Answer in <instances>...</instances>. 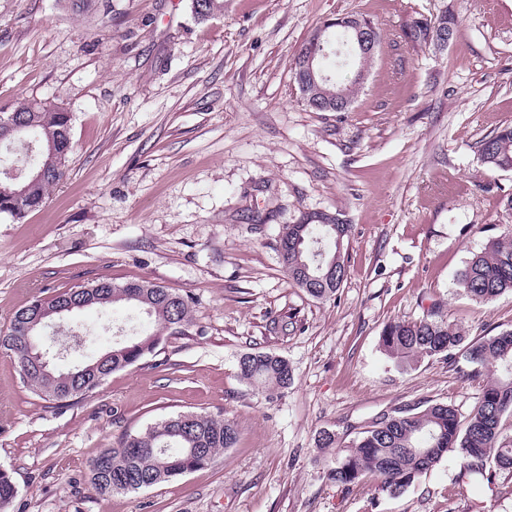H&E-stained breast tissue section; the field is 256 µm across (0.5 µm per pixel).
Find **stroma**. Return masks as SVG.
I'll return each instance as SVG.
<instances>
[{
    "label": "stroma",
    "mask_w": 512,
    "mask_h": 512,
    "mask_svg": "<svg viewBox=\"0 0 512 512\" xmlns=\"http://www.w3.org/2000/svg\"><path fill=\"white\" fill-rule=\"evenodd\" d=\"M446 12L458 20L446 50L402 39ZM348 14L378 23L382 43L349 111H310L290 65ZM32 97L71 113L73 151L43 207L0 215V334L35 296L102 277L178 289L192 322L67 406L34 395L0 350V471L17 487L0 512H512L511 475L462 486L448 456L400 494L376 478L345 489L317 446L404 405L465 416L482 397L487 376L463 357L401 369L380 335L435 303L473 337L512 328V292L477 302L456 280L512 224V172L479 159L512 125V0H224L203 22L192 0H95L80 15L0 0V109ZM311 210L350 226L345 281L326 300L292 283L279 253L282 226ZM281 317L287 334L270 332ZM150 326L117 304L42 335L67 370ZM253 351L287 361L288 388L239 378ZM181 412L235 421V446L149 488L95 492L101 450Z\"/></svg>",
    "instance_id": "35a3bbf8"
}]
</instances>
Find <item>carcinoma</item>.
<instances>
[{"label": "carcinoma", "instance_id": "1", "mask_svg": "<svg viewBox=\"0 0 512 512\" xmlns=\"http://www.w3.org/2000/svg\"><path fill=\"white\" fill-rule=\"evenodd\" d=\"M195 15L206 20L224 11V0H192ZM341 39L334 42L324 35L323 47L315 44L312 34L294 58L296 71L304 59L314 55L316 83L314 99L332 104L340 91L353 100L367 79L374 56L362 51L352 52L351 28H340ZM402 37L420 47H435V26L428 19H415L402 30ZM351 63V77L338 83L322 61L336 54V49ZM7 117L24 129L35 150L21 162L29 171H42L30 184L29 201L20 205L3 192L0 194V215L19 218L28 210L43 205L49 191L63 178L73 145L72 115L65 109L42 100H24ZM54 143L60 156L51 157L40 148ZM480 161L491 172L512 171V125L505 126L482 140ZM348 225L340 213L312 211L302 213L293 224H285L280 233V253L288 277L316 299L335 295L343 283L346 267L343 254ZM463 293L472 300L489 302L505 292H512V225L488 240L483 251L469 258L457 274ZM146 291L137 292L109 279L94 282V305L104 307L115 303L134 305L153 319L156 329L125 340L112 347V358L100 366V372H112L137 363L158 343L167 331L178 330L189 323V301L175 288L146 280ZM86 288L62 290L49 298L36 297L17 310L8 332L0 336V345L11 351L16 361L28 363L20 373L23 382L41 398L62 405L84 398L99 385L93 378L80 379L77 385L85 391L57 394L50 389L48 378L31 356L38 337L27 331L36 309L42 304L61 307L86 300ZM381 347L398 364H407L421 357L463 356L467 362L488 370L492 378L484 389L479 404L461 423L456 409L442 403L424 409L405 406L384 413L361 435L347 445L337 443L336 436L323 432L318 447L333 452L335 466L329 479L338 487H348L367 475L379 478L391 491H402L418 475L428 471L441 459L454 454L461 462L460 480L478 475L487 484H497L504 473H512V435L503 433L505 418L512 416V329L494 336L472 338L457 325L444 320L436 306L421 319L387 323L380 336ZM240 377L264 390L285 388L292 380L288 362L268 352L242 355L238 362ZM237 424L205 413L184 412L164 417L146 429L122 436L117 446L102 450L90 463V482L101 496L135 492L168 481L212 463L225 449L235 445ZM17 490L12 478L0 472V507L8 504Z\"/></svg>", "mask_w": 512, "mask_h": 512}]
</instances>
